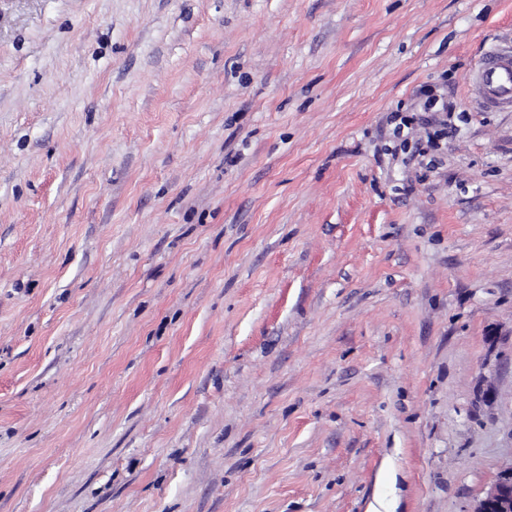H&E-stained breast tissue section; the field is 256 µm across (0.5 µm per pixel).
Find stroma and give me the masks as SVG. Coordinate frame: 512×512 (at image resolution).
<instances>
[{"instance_id":"35a3bbf8","label":"stroma","mask_w":512,"mask_h":512,"mask_svg":"<svg viewBox=\"0 0 512 512\" xmlns=\"http://www.w3.org/2000/svg\"><path fill=\"white\" fill-rule=\"evenodd\" d=\"M497 42L512 0H0V512H473Z\"/></svg>"}]
</instances>
